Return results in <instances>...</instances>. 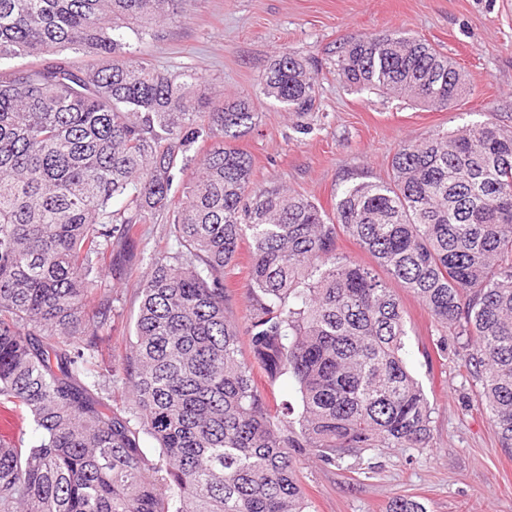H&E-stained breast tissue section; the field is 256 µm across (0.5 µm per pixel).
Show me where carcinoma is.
<instances>
[{
	"instance_id": "cac0c4a2",
	"label": "carcinoma",
	"mask_w": 512,
	"mask_h": 512,
	"mask_svg": "<svg viewBox=\"0 0 512 512\" xmlns=\"http://www.w3.org/2000/svg\"><path fill=\"white\" fill-rule=\"evenodd\" d=\"M182 2L0 0V61L42 59L0 75V405L39 432L29 448L0 437V512H311L302 453L334 465L430 447L401 302L338 252L342 236L465 338L478 402L511 451L512 130L489 117L407 141L386 180L346 185L328 215L255 184L251 157L224 144L256 125L250 98H213L196 72L139 55ZM65 50L101 64L74 67L56 58ZM336 74L439 111L468 93L456 62L400 33L345 42ZM260 85L298 120L315 109L317 76L293 50ZM156 214L177 249L150 259L134 335L114 355L100 271L131 264ZM245 237L243 327L224 270ZM256 366L295 383L299 414L271 407ZM105 371L124 376L120 405ZM386 512L428 509L399 495Z\"/></svg>"
}]
</instances>
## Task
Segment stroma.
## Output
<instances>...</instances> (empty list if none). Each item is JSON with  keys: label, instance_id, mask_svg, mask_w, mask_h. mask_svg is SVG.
Here are the masks:
<instances>
[{"label": "stroma", "instance_id": "obj_1", "mask_svg": "<svg viewBox=\"0 0 512 512\" xmlns=\"http://www.w3.org/2000/svg\"><path fill=\"white\" fill-rule=\"evenodd\" d=\"M182 7V19L161 27L141 52L160 69L193 68L216 93L252 97L257 124L234 146L252 157L255 182L300 192L325 212L345 184L386 180L402 142L489 113L512 130V0H184ZM384 31L428 40L457 61L469 94L435 111L345 87L334 67L340 44ZM286 48L321 66L318 107L305 135L260 92L262 74ZM249 251L241 243L224 277L227 306L242 324ZM146 271L139 261L125 279L102 272L115 306L113 343L134 331ZM396 293L406 312L407 360L432 407V445L379 448L336 467L302 457L300 479L313 512H386L397 495L420 497L428 512H512V452L500 447L477 403L479 386L461 364L459 344L406 289Z\"/></svg>", "mask_w": 512, "mask_h": 512}]
</instances>
